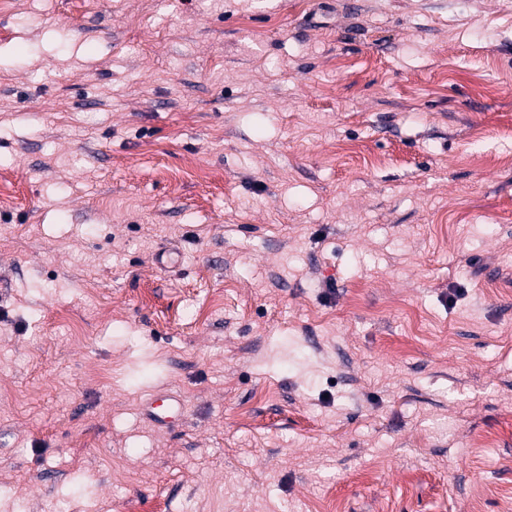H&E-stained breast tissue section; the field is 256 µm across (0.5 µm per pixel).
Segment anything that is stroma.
<instances>
[{
    "mask_svg": "<svg viewBox=\"0 0 512 512\" xmlns=\"http://www.w3.org/2000/svg\"><path fill=\"white\" fill-rule=\"evenodd\" d=\"M0 189V512H512V0H0ZM143 406L147 417L159 427H167L184 408L180 399H175L166 392L151 394Z\"/></svg>",
    "mask_w": 512,
    "mask_h": 512,
    "instance_id": "stroma-1",
    "label": "stroma"
}]
</instances>
